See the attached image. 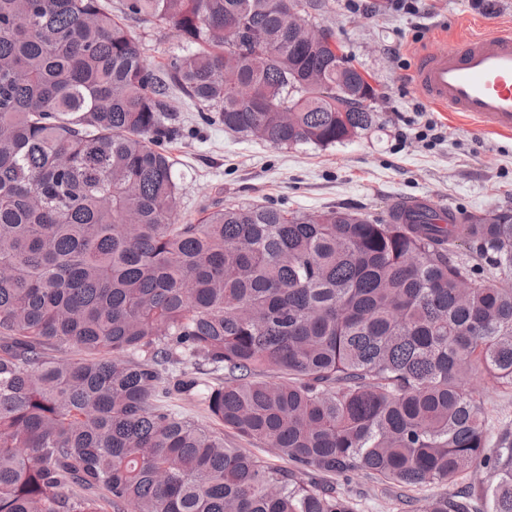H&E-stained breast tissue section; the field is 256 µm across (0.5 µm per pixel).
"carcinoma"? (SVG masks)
<instances>
[{
  "mask_svg": "<svg viewBox=\"0 0 512 512\" xmlns=\"http://www.w3.org/2000/svg\"><path fill=\"white\" fill-rule=\"evenodd\" d=\"M281 4L0 0V512H355L316 476L357 473L450 488L426 512H512V435L487 450L465 383L512 388V287L483 275L512 277L511 211L177 218L171 86L273 147L376 125L333 32L294 42ZM140 17L192 47L161 75ZM475 471L485 511L451 490ZM224 441L230 446L236 448H247L251 452L263 457L271 464L287 466L283 460H281L273 453L271 448H266L262 443L241 440L235 434L227 430H224Z\"/></svg>",
  "mask_w": 512,
  "mask_h": 512,
  "instance_id": "carcinoma-1",
  "label": "carcinoma"
}]
</instances>
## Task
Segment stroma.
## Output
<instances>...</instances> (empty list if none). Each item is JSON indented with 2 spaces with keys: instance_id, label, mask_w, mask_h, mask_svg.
<instances>
[{
  "instance_id": "obj_1",
  "label": "stroma",
  "mask_w": 512,
  "mask_h": 512,
  "mask_svg": "<svg viewBox=\"0 0 512 512\" xmlns=\"http://www.w3.org/2000/svg\"><path fill=\"white\" fill-rule=\"evenodd\" d=\"M320 20L335 33L348 61L375 91L378 120L352 141L329 148H273L241 140L222 124H197V109L179 91L171 106L190 133L172 146L181 190V219L196 218L214 199L256 202L285 210L347 208L387 218L393 204L419 196L441 208L467 214L512 210V134L484 130L467 116L425 102L412 80L417 55L439 40L452 45L476 31L512 28V0H421L419 15L395 8H349L348 0H322ZM154 69L187 46L166 24L128 22ZM468 386L484 400L490 444L512 432V389L470 373ZM342 488L357 512H423L428 498L445 493L425 486L401 500L396 484L355 475Z\"/></svg>"
}]
</instances>
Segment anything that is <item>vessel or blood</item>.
Returning <instances> with one entry per match:
<instances>
[{
	"mask_svg": "<svg viewBox=\"0 0 512 512\" xmlns=\"http://www.w3.org/2000/svg\"><path fill=\"white\" fill-rule=\"evenodd\" d=\"M414 83L431 104L512 133V30L469 36L418 57Z\"/></svg>",
	"mask_w": 512,
	"mask_h": 512,
	"instance_id": "obj_1",
	"label": "vessel or blood"
}]
</instances>
